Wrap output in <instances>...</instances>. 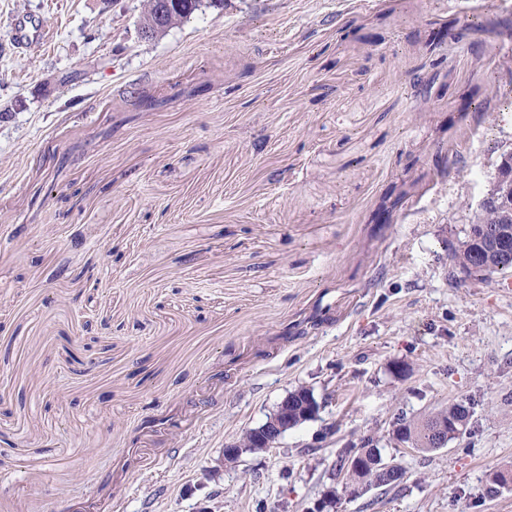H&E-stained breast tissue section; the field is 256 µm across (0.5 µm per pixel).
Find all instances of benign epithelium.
I'll return each instance as SVG.
<instances>
[{
	"instance_id": "1",
	"label": "benign epithelium",
	"mask_w": 512,
	"mask_h": 512,
	"mask_svg": "<svg viewBox=\"0 0 512 512\" xmlns=\"http://www.w3.org/2000/svg\"><path fill=\"white\" fill-rule=\"evenodd\" d=\"M145 13L152 17L148 25H140L142 37L152 39L164 27L165 22L173 21V11L168 0H146ZM512 195V155L505 154L497 167L491 188L485 192L474 208L476 215L490 214L494 218L491 224L481 226L482 235L491 240L495 249L512 252V234L501 228L503 224H512V207L506 199ZM448 277L457 282L484 280L493 273V268L485 265L481 257L474 256L470 262H459L448 257ZM321 404L311 398L297 407L290 396L284 397L260 426L248 431L239 441L224 445V459H238L244 448L270 449L291 429L297 427L295 420L314 419Z\"/></svg>"
}]
</instances>
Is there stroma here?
Instances as JSON below:
<instances>
[{"label": "stroma", "mask_w": 512, "mask_h": 512, "mask_svg": "<svg viewBox=\"0 0 512 512\" xmlns=\"http://www.w3.org/2000/svg\"><path fill=\"white\" fill-rule=\"evenodd\" d=\"M467 2L144 39L145 0H0V512H512V278L445 248L512 152V0ZM300 387L317 417L226 463ZM458 400L446 447L393 439ZM364 439L405 476L351 497Z\"/></svg>", "instance_id": "stroma-1"}]
</instances>
